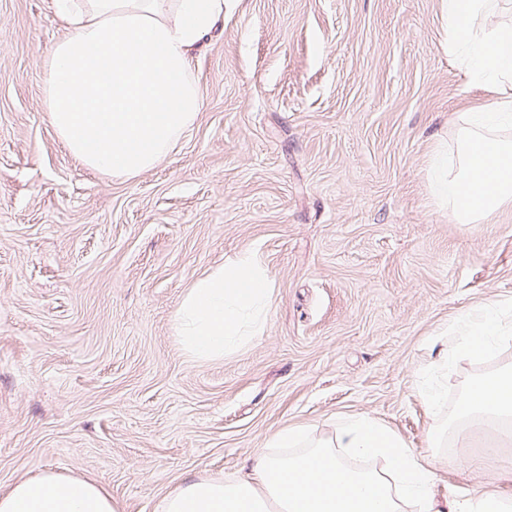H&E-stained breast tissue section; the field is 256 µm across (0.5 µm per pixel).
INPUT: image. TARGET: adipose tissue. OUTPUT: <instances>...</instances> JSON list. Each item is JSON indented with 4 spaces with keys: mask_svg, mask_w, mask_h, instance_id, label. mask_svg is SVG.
<instances>
[{
    "mask_svg": "<svg viewBox=\"0 0 512 512\" xmlns=\"http://www.w3.org/2000/svg\"><path fill=\"white\" fill-rule=\"evenodd\" d=\"M69 31L51 46L44 69L48 122L88 170L130 180L164 162L198 119L203 94L193 52L224 18V0H56ZM273 305V276L251 250L199 278L173 316V332L196 360L244 347ZM512 341V304L492 301L461 314L451 343L422 367L418 393L439 416L448 389L437 377L461 358L494 354ZM512 442V368L475 379L452 421L435 424L430 446L410 448L366 416L339 418L316 433L293 425L256 449L247 470L227 478L194 474L168 491L159 512H512V470L473 490L438 487L448 470L445 447L468 460L474 428ZM379 458L383 467L357 468ZM0 512H124L98 483L47 471L0 492Z\"/></svg>",
    "mask_w": 512,
    "mask_h": 512,
    "instance_id": "1",
    "label": "adipose tissue"
}]
</instances>
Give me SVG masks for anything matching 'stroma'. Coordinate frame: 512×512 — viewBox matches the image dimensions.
I'll return each mask as SVG.
<instances>
[{
	"instance_id": "1",
	"label": "stroma",
	"mask_w": 512,
	"mask_h": 512,
	"mask_svg": "<svg viewBox=\"0 0 512 512\" xmlns=\"http://www.w3.org/2000/svg\"><path fill=\"white\" fill-rule=\"evenodd\" d=\"M53 0H0V491L46 471L156 512L272 433L365 415L426 450L417 394L438 334L512 303V205L459 224L425 175L451 116L492 101L448 54L440 0H226L193 58L197 122L120 181L77 162L44 110ZM274 278L264 330L212 361L174 311L225 257ZM512 342L449 368V398ZM471 478L512 447L474 430Z\"/></svg>"
}]
</instances>
